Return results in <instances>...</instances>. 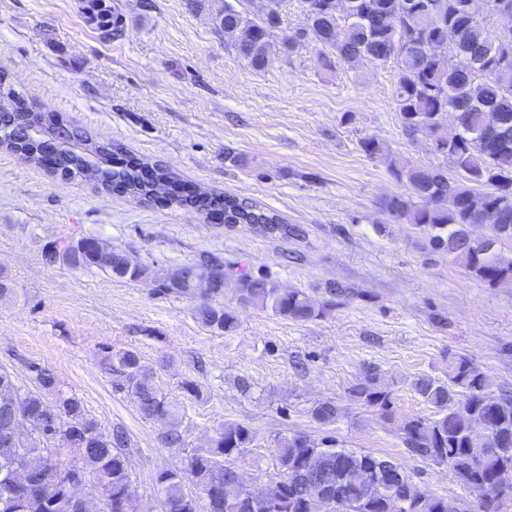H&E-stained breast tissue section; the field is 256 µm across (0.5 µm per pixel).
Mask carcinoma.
<instances>
[{
	"mask_svg": "<svg viewBox=\"0 0 512 512\" xmlns=\"http://www.w3.org/2000/svg\"><path fill=\"white\" fill-rule=\"evenodd\" d=\"M487 0L488 13L467 11V0H410V14L397 16L395 0H351L353 13H336L330 0H298L308 12L302 37H282V50L289 52L308 38L321 46V65L335 63L351 69L384 57L395 61L397 110L405 132L413 136L429 132L435 150L448 157L460 178L448 176L440 166L395 163L393 177L407 192L383 201L392 220L416 227L434 250L472 277L491 286L512 285V259L505 260L496 245L512 242V40L493 39L490 22L503 10ZM253 0H224L219 23L236 33L234 48L247 66L263 70L270 63L269 38L281 29L282 6L288 0H267L259 16L250 11ZM453 31L457 52L448 56V31ZM15 104L16 112L0 120V147L35 164L42 163L41 151L58 122L53 112H29L23 96L13 85L0 82V99ZM454 112L457 130L448 137V112ZM32 129L31 136L17 139V127ZM58 171L69 180H88L105 189L117 186L138 200L157 198L200 211L221 210L224 223L246 224L264 234L298 237L302 230L289 225L275 211L247 198L202 191L192 197L182 194L180 178L158 164L134 158L120 170L111 163L122 154L114 144H96L77 131L73 141L56 148ZM487 224L490 233L478 237L472 225ZM60 260L74 267H96L131 281L151 278L149 268L132 263L114 252L110 260L97 259V241L81 238L74 244L61 240ZM224 286V269L219 263L203 267L184 266L161 279L159 288L176 296L198 297L197 319L223 334L237 327L235 312L214 304L210 298ZM242 307L259 305L294 322L319 315L309 296L298 288L284 289L261 277L243 274L237 284ZM102 364L112 374V386L132 395L143 418H164L161 441L169 448L184 447L179 409L157 385L154 374L135 349L112 352L102 348ZM35 389L20 396L26 412L35 417H59L58 453L51 454L42 435L20 446L0 438V512H73L62 487L45 483L60 462L59 454L73 455L67 481L91 479L105 482L112 497V512H138L130 462L124 448L129 445L125 429H101L85 409L82 399L62 389L48 368L34 370ZM414 393L431 410L426 416L401 420L402 443L413 455L448 467L456 482L477 493V512H501L496 477L512 470V398L498 395L483 371L465 356L448 362L446 378L422 375L412 382ZM351 396L392 419L393 392L372 374L350 388ZM339 407L325 401L313 410L323 424L336 422ZM254 441L251 429L241 423H226L217 429L206 448L193 452L184 469H165L156 475L164 491V512H310L311 474H324L338 485L327 512H447L445 498L424 491L405 470L366 490L375 470L389 461L370 452L325 447L300 434L276 440L277 473L255 496L247 487L234 495L224 493V483L238 478V470L225 464L242 454ZM18 468L29 476V486L18 490L12 474ZM192 483L207 496L186 489Z\"/></svg>",
	"mask_w": 512,
	"mask_h": 512,
	"instance_id": "1",
	"label": "carcinoma"
}]
</instances>
